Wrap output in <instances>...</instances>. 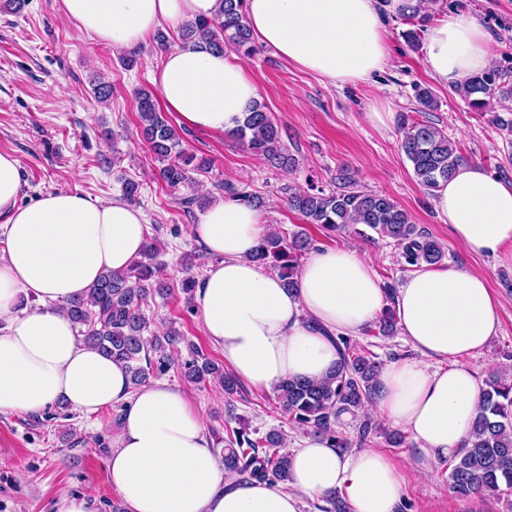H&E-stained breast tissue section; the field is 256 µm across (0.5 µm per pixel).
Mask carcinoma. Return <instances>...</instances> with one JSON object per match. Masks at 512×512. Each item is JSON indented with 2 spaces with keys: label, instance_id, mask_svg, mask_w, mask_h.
I'll return each instance as SVG.
<instances>
[{
  "label": "carcinoma",
  "instance_id": "cac0c4a2",
  "mask_svg": "<svg viewBox=\"0 0 512 512\" xmlns=\"http://www.w3.org/2000/svg\"><path fill=\"white\" fill-rule=\"evenodd\" d=\"M215 16L206 21H192L182 28V44L224 50L228 45L249 56L255 52L252 31L244 22L245 0H218ZM456 92L471 107L483 112L490 101H511L512 81L507 72L491 68L456 86ZM138 115L143 136L155 158L162 163L159 175L166 185L177 190L192 180V173L205 172L211 163L197 159L183 146V140L152 92H138ZM235 140L271 167L284 172L295 166L296 159L282 141L278 125L265 106L256 102L237 122L232 131ZM401 149L412 165L418 183L427 191L448 181L464 160L454 143L437 127L427 122H412L405 127ZM230 197L252 205L263 201L233 185L224 186ZM288 209L332 236L356 230L363 225L381 239H389L400 250L403 266L422 263L439 264L445 258L440 244L417 231L408 212L391 197L363 191L347 174H341L336 189L288 188ZM314 240L305 232L292 235L270 229L252 254L261 265L277 271L284 285H297L303 256ZM156 239L144 246L141 258L123 272L107 271L82 294L68 303V314L76 325L82 342L125 367L131 388L146 384L149 377L163 374L171 367L168 351L184 340L171 325L159 335L147 338L149 323L143 305L150 296L168 298L171 288L159 260ZM381 336H391L397 322L391 309L377 321ZM342 358L320 380H284L276 388L279 409L293 425L305 432L324 435L332 446L346 451L364 447L373 436L382 434L394 447L405 445L404 437L389 433L370 419L357 423L356 440L336 431L335 423L345 414L358 418L359 411L375 400L378 375L384 366L373 352H356L345 337L336 341ZM190 358L183 364L184 377L194 384L218 383L224 392H238L240 381L224 365L205 351L189 345ZM224 443V470L241 482L286 483L290 477V454L284 451V437L271 430L252 438L241 429H231ZM448 489L456 497L493 496L506 501L512 509V379L494 374L485 380L483 404L470 429L464 449L448 462Z\"/></svg>",
  "mask_w": 512,
  "mask_h": 512
}]
</instances>
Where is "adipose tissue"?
Listing matches in <instances>:
<instances>
[{
    "mask_svg": "<svg viewBox=\"0 0 512 512\" xmlns=\"http://www.w3.org/2000/svg\"><path fill=\"white\" fill-rule=\"evenodd\" d=\"M427 0H245L251 31L300 69L336 87L366 82L389 63L383 23ZM66 15L99 42L134 48L159 27L214 17L218 0H63ZM431 76L452 86L492 64L484 29L464 15L429 27ZM170 111L212 131L234 127L259 97L235 56L170 47L152 76ZM18 159L0 152V413L38 414L63 402L83 414L122 405L121 432L105 459L126 512H301L304 499L341 495L350 512H397L400 465L376 448L351 453L323 435L291 454L287 488L242 483L213 452L202 415L165 382L132 389L125 368L85 346L66 307L106 271L122 272L147 241L144 213L77 192L19 202ZM455 241L474 255L512 264V181L460 166L433 192ZM255 208L213 203L191 228L214 256L194 295L207 341L239 381L266 390L287 378L318 379L341 359L338 337L356 336L393 310L415 360L385 364L375 406L410 432L424 457L461 452L482 401L465 362L501 326L485 274L424 264L388 297L366 254L324 248L305 260L295 289L252 258L266 232ZM38 306L19 309L21 297Z\"/></svg>",
    "mask_w": 512,
    "mask_h": 512,
    "instance_id": "ef3b65f1",
    "label": "adipose tissue"
}]
</instances>
